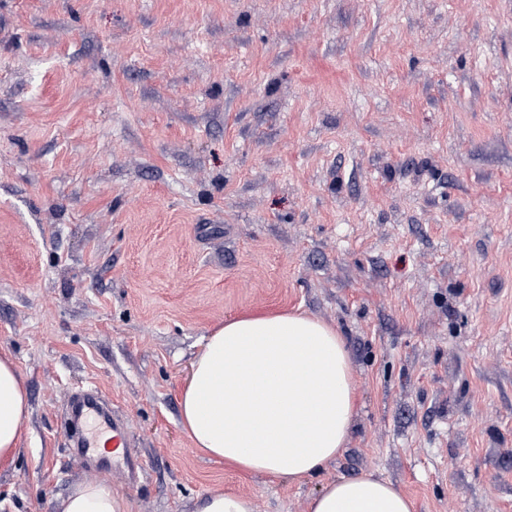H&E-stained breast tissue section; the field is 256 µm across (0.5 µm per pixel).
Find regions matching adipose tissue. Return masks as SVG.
Wrapping results in <instances>:
<instances>
[{
  "instance_id": "obj_1",
  "label": "adipose tissue",
  "mask_w": 512,
  "mask_h": 512,
  "mask_svg": "<svg viewBox=\"0 0 512 512\" xmlns=\"http://www.w3.org/2000/svg\"><path fill=\"white\" fill-rule=\"evenodd\" d=\"M355 383L335 328L295 312L242 315L204 338L183 389L180 417L195 445L257 473L303 478L343 448L353 425ZM29 395L0 356V461H13ZM60 512H127L107 479L73 489ZM309 512H411L392 483L372 474L326 483Z\"/></svg>"
}]
</instances>
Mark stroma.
<instances>
[{"label":"stroma","mask_w":512,"mask_h":512,"mask_svg":"<svg viewBox=\"0 0 512 512\" xmlns=\"http://www.w3.org/2000/svg\"><path fill=\"white\" fill-rule=\"evenodd\" d=\"M294 309L345 340V448L301 479L208 456L203 337ZM3 353L30 415L0 512L93 478L81 391L133 447L128 512H308L367 472L512 512V0H0ZM70 423L76 427L83 420L88 422L90 419L97 420L104 429L112 431V456L114 454L125 453L127 442L124 435V428L120 422L112 415L103 403L95 396L83 395L74 398L69 409ZM196 512H254V504L246 496L215 493L202 499Z\"/></svg>","instance_id":"35a3bbf8"}]
</instances>
